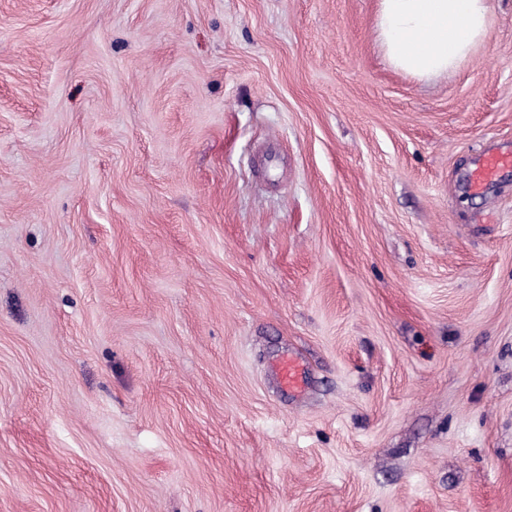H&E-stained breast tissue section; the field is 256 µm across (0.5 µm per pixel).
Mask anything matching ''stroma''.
Wrapping results in <instances>:
<instances>
[{
    "mask_svg": "<svg viewBox=\"0 0 512 512\" xmlns=\"http://www.w3.org/2000/svg\"><path fill=\"white\" fill-rule=\"evenodd\" d=\"M490 5L422 82L377 0H0V512H512ZM506 166H512V153L495 152L485 155L472 172L471 189L476 192L481 191L498 171ZM281 384L288 391L300 389L304 382V370L300 362L293 357H285L277 366Z\"/></svg>",
    "mask_w": 512,
    "mask_h": 512,
    "instance_id": "obj_1",
    "label": "stroma"
}]
</instances>
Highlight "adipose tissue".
<instances>
[{"mask_svg":"<svg viewBox=\"0 0 512 512\" xmlns=\"http://www.w3.org/2000/svg\"><path fill=\"white\" fill-rule=\"evenodd\" d=\"M489 14V0H377L376 34L392 68L428 80L471 61Z\"/></svg>","mask_w":512,"mask_h":512,"instance_id":"1","label":"adipose tissue"}]
</instances>
